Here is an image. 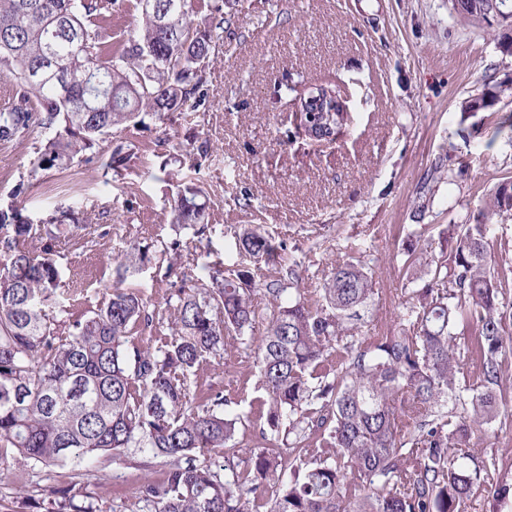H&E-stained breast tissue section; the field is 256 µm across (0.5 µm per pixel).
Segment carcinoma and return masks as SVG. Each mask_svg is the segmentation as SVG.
<instances>
[{
  "label": "carcinoma",
  "mask_w": 512,
  "mask_h": 512,
  "mask_svg": "<svg viewBox=\"0 0 512 512\" xmlns=\"http://www.w3.org/2000/svg\"><path fill=\"white\" fill-rule=\"evenodd\" d=\"M137 0L140 20L112 51L106 24L112 0H0V77L11 99L0 109V142L45 139L30 174L66 169L97 152L104 136L151 115L195 111L212 50L224 33L220 0H154L168 29ZM499 0H453L471 22L490 23ZM482 94L465 111L484 110ZM304 131L336 139L340 118L315 112ZM114 138L104 172L134 155ZM170 223L200 238L208 225L204 193L178 184ZM490 215L512 211V180L490 189ZM90 228L67 209L45 224L0 208V472L12 461L93 472L112 456L156 476L138 488L133 512H470L512 499L496 452L477 455L471 439L512 432V239L490 225L449 224L448 253L436 257L409 233L402 269L408 282L398 321L373 322L374 269L348 258L315 288L301 286L300 262L283 257L251 226L239 253L278 267L260 307L244 271L209 281L181 279L162 311L123 287L151 262L131 243L118 280L85 313H47L61 277L53 257L63 236ZM45 241L40 250L28 242ZM262 336H251L259 322ZM171 339L142 344L131 331L162 325ZM254 350L249 414L265 421L270 448H238L244 415L221 390L202 394L200 364L224 361L230 347ZM208 452L223 459L201 462ZM273 491L266 492L267 487ZM44 512H102L73 482L51 486Z\"/></svg>",
  "instance_id": "obj_1"
}]
</instances>
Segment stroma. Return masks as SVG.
I'll list each match as a JSON object with an SVG mask.
<instances>
[{"label": "stroma", "mask_w": 512, "mask_h": 512, "mask_svg": "<svg viewBox=\"0 0 512 512\" xmlns=\"http://www.w3.org/2000/svg\"><path fill=\"white\" fill-rule=\"evenodd\" d=\"M503 32L460 20L448 0H224L223 39L198 111L123 129L136 155L108 174L103 148L30 177L44 139L32 128L0 144V205L16 204L36 223L71 208L106 228V236L94 231L55 247L64 284L82 291L58 300L73 313L101 300L133 241L155 256L124 285L150 306L164 307L182 276L206 277L218 260L244 265L262 289L276 267L243 261L235 246L237 233L252 225L302 261L307 288L351 243H364L375 268L373 318L393 323L407 285L396 248L407 226L425 225L423 242L437 243L441 226L479 220L482 196L512 177V136L492 134L512 113V97L468 119L462 110L469 97L512 85ZM286 84L300 93L335 85L350 119L334 141H312L296 125L280 102ZM197 140L208 142L207 157L177 179L202 188L208 230L192 260L172 267L156 256L176 237L168 201L177 179L163 165ZM232 377V398L247 413L255 396L251 358L232 349L225 366L206 364L198 373L200 382L221 387ZM66 471L78 474L103 512L118 505L131 512L147 476L109 457L90 473L76 461ZM56 483V470L12 463L0 476V502L13 512H41L46 488Z\"/></svg>", "instance_id": "stroma-1"}]
</instances>
